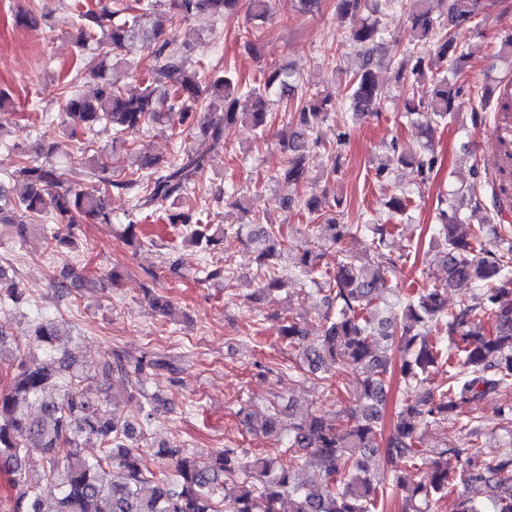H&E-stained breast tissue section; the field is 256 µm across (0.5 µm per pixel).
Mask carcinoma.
I'll use <instances>...</instances> for the list:
<instances>
[{"label":"carcinoma","mask_w":512,"mask_h":512,"mask_svg":"<svg viewBox=\"0 0 512 512\" xmlns=\"http://www.w3.org/2000/svg\"><path fill=\"white\" fill-rule=\"evenodd\" d=\"M160 0H138L136 12L123 0L112 8L80 11L70 23L79 63L97 80L93 97L76 90L73 83L60 87L61 126L81 152L86 136L106 121L112 125L113 142L125 146L135 167L121 179L112 180L107 155L96 152L85 165L103 187L87 191L68 182L64 170L47 169L30 158L23 143L13 145L19 166L11 180L22 185L13 190L0 182V223L13 224L24 240L37 227L36 219H50L68 227L92 222L112 223L111 191L130 198L132 210H144L159 202L169 203L167 223L185 227L187 241L196 247L214 248L224 234L245 236L254 248L259 286L256 299L288 290L290 276L299 272L319 278L326 311L315 339L294 316H275L276 331L293 356L292 363L315 377L347 371L354 375L355 406L330 417L310 413L304 417L276 412L265 414L262 430L270 435L288 433V464L262 457H248L245 450L226 448L213 463L201 466L178 445H163L154 456L174 461V473L155 472L137 450L127 444L133 427L98 408L90 379L71 371L62 361L56 369L39 363L32 355L5 357L9 328L0 325V361L7 360L9 386L0 391V470L7 473L13 493L0 498V512H376L378 488L367 458L378 455L388 464L402 459L408 469L396 475L402 492L403 512H434V503L450 491L458 492L454 512H512V452L490 455L478 441L484 421L481 403L512 389V246L504 252L477 251L481 230H473L460 214L467 203L486 212L489 223L498 218L502 205L497 197L487 200L473 180L456 189L455 198H437L438 223L432 228L436 256L447 270L445 283L387 305L384 292L398 291L387 285L385 275L397 269L396 259L386 252L388 224H346L336 212L323 213L328 201L311 197L304 208L316 215L308 225L319 250L297 257L294 271L278 269V260L289 249L288 235L280 224H262L248 197L239 190L224 194V203L237 208L247 221L230 227L204 223L202 213L181 206L187 190L203 176L210 154L224 147V126L241 123L258 137L267 131L275 100L289 101L284 143L287 158L268 176V182L301 184L308 179L310 153L321 146L316 129L336 117V100L299 85L292 72L275 67L263 83L240 80L236 69L217 73L196 68L189 45H178L163 30L146 27ZM178 21L201 11L222 21L239 12L243 0H169ZM433 0H336L338 12L355 20L347 38L362 57L359 71L345 75L342 120L364 118L377 111L383 86L371 68V59L384 33L381 16L387 9L407 15L410 24L407 60L418 85H428L427 95L404 103L406 117L420 115L422 151L408 155L396 146L376 167L378 178L390 176L399 166L415 168L420 183L429 180L435 165L433 142L440 126L450 124L466 94L460 82L465 55L455 29L467 25L488 8V0H438L442 12L434 13ZM273 0H248L253 22L244 47L259 51L263 24L272 13ZM104 45L117 56L130 41L145 45L155 60L148 74L132 70L135 85L120 86L107 76V57L87 58L92 42ZM432 46L433 58L421 56ZM177 110L187 130L172 157L160 160L142 148L141 137L163 123L165 114ZM345 135L336 145L324 148L330 161L322 178L336 179ZM411 200L403 192L385 203L396 217L407 214ZM366 235L372 254L362 261L340 248L348 238ZM336 248L333 268L321 265L324 246ZM479 289L448 310L446 293L461 283ZM0 301L21 307L27 303L22 284L0 270ZM58 329L41 320L29 336V346L52 345ZM464 371L454 372L452 360ZM448 364V385L438 394L423 391L430 371ZM158 360L131 366L119 352H112V374L141 394H146L147 369ZM399 367L404 395L393 432L383 436V410L388 399V375ZM65 387L57 400H46V390ZM453 422L466 431L456 448H423L420 430L432 424ZM84 442L103 448L94 460L81 451ZM39 449L46 467L39 477L24 466L30 447ZM456 466L448 468V456ZM430 466L428 482L417 481L418 464ZM55 482L59 496L46 505L41 482ZM473 485L489 490L485 501L459 491Z\"/></svg>","instance_id":"1"}]
</instances>
